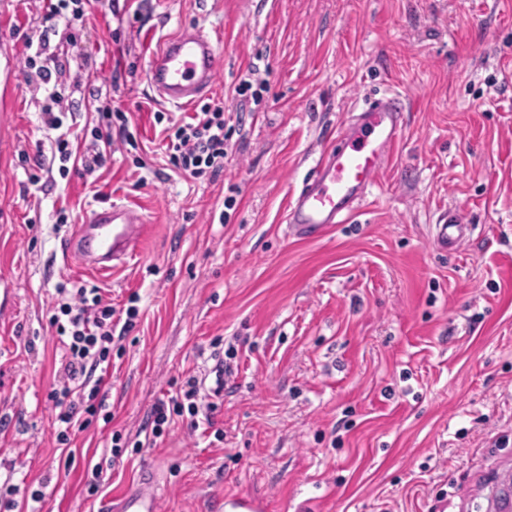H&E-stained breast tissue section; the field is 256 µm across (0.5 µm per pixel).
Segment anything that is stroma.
<instances>
[{"label": "stroma", "instance_id": "35a3bbf8", "mask_svg": "<svg viewBox=\"0 0 512 512\" xmlns=\"http://www.w3.org/2000/svg\"><path fill=\"white\" fill-rule=\"evenodd\" d=\"M219 33L211 97L233 134L224 169L169 171L147 65L187 26ZM38 0H0V475L47 480L36 512H102L152 467L162 512H474L512 470V0H98L63 46L79 151L90 101L125 112L145 167L114 153L88 174L31 184L48 149L28 84ZM265 82L253 112L235 88ZM398 94L402 132L357 214L318 239L288 230L291 199L369 100ZM146 217L139 256L98 276L62 247L101 202ZM68 222L58 225L59 211ZM467 224L459 249L433 227ZM100 288L137 324L102 388L111 422L62 456L48 395L64 355L49 325L58 284ZM230 365L208 431L175 418L130 443L155 402L215 358ZM127 443L97 495L87 467Z\"/></svg>", "mask_w": 512, "mask_h": 512}]
</instances>
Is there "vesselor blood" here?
Returning <instances> with one entry per match:
<instances>
[{
    "label": "vessel or blood",
    "instance_id": "b4317fda",
    "mask_svg": "<svg viewBox=\"0 0 512 512\" xmlns=\"http://www.w3.org/2000/svg\"><path fill=\"white\" fill-rule=\"evenodd\" d=\"M217 67L215 40L203 29L185 28L164 38L152 53L148 82L161 102L187 106L209 94ZM404 110L400 97L375 100L340 135L336 146L320 156L289 208L288 229L293 235L321 236L355 213L401 136ZM143 226L144 217L133 206L113 202L98 207L66 241L63 255L96 272L112 271L137 256ZM466 235L465 225L439 224L433 240L445 250ZM114 512H160L159 479L153 469H145L138 486L120 496Z\"/></svg>",
    "mask_w": 512,
    "mask_h": 512
}]
</instances>
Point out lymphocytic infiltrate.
<instances>
[{
  "mask_svg": "<svg viewBox=\"0 0 512 512\" xmlns=\"http://www.w3.org/2000/svg\"><path fill=\"white\" fill-rule=\"evenodd\" d=\"M91 0H43V20L46 24L35 54L26 56L25 65L33 69L47 95L41 110L48 129L54 130L55 153L61 163L60 175H67L73 151L61 131L59 116L64 108L65 86L57 80L63 71L58 54L50 52V35L62 19L82 16ZM163 138L168 163L175 173L198 179L218 175L224 169L227 141L230 137L224 120V101L217 98L203 104L189 118L172 122L164 129ZM59 301L50 318L58 341L66 354L57 371V384L51 393L55 411L56 440L67 446L73 428H85L94 420L111 422L99 394L104 384L102 370L112 359L115 327L132 329L139 317L137 296H130L124 310V322H116L114 307L103 304L100 294H89L84 288L59 285ZM199 388L195 378H188L176 396L155 403L151 410V431L145 436L147 444H156L166 434L174 417L186 414L197 417Z\"/></svg>",
  "mask_w": 512,
  "mask_h": 512,
  "instance_id": "lymphocytic-infiltrate-1",
  "label": "lymphocytic infiltrate"
}]
</instances>
